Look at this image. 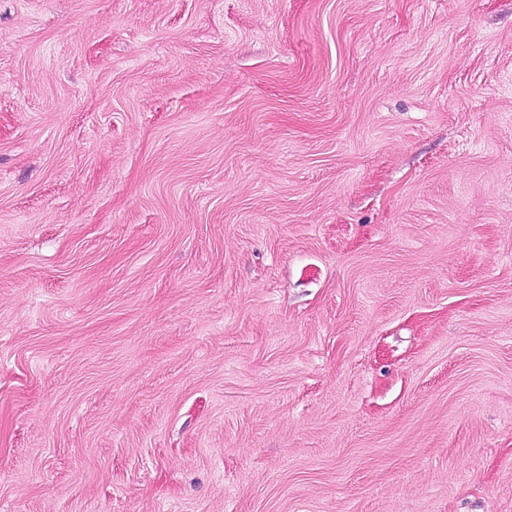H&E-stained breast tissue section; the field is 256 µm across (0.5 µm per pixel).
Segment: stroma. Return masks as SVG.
<instances>
[{
  "instance_id": "35a3bbf8",
  "label": "stroma",
  "mask_w": 512,
  "mask_h": 512,
  "mask_svg": "<svg viewBox=\"0 0 512 512\" xmlns=\"http://www.w3.org/2000/svg\"><path fill=\"white\" fill-rule=\"evenodd\" d=\"M0 512H512V0H0Z\"/></svg>"
}]
</instances>
